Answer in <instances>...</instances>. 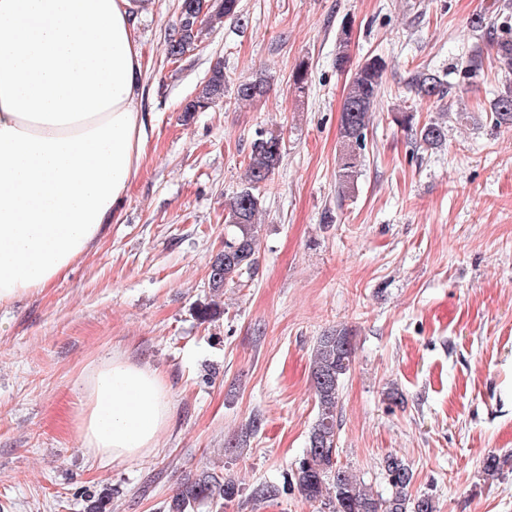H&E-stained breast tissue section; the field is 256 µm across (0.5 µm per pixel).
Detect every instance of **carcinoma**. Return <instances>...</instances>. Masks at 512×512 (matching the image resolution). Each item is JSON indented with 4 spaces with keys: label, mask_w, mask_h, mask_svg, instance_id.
<instances>
[{
    "label": "carcinoma",
    "mask_w": 512,
    "mask_h": 512,
    "mask_svg": "<svg viewBox=\"0 0 512 512\" xmlns=\"http://www.w3.org/2000/svg\"><path fill=\"white\" fill-rule=\"evenodd\" d=\"M240 0H180L179 15L165 41L168 59L178 61L197 47L203 29L216 20L238 19ZM349 25L341 27L336 37V67L343 70L350 62ZM496 59L512 71V39L497 38ZM386 72V61L379 55L366 57L351 73L344 92L340 114V149L336 156V182L339 198L353 196L364 161L366 136L376 100ZM292 92L302 96L308 90L307 68L301 63L292 72ZM227 89L224 63L218 61L195 96L182 108L186 115L205 112L224 99ZM271 89L269 78L260 72L235 86V99L257 104ZM410 92L422 99L444 100L453 86L445 76L429 71L415 72L409 81ZM490 120L501 127H512V88L500 92L489 108ZM419 142L431 148L443 145L447 126L429 120L417 127ZM285 151L282 133L260 130L251 144L241 185L224 206V251L211 265L210 290L224 295V288L237 283L245 273L256 269L257 227L262 215L261 188L279 167ZM311 379L317 416L308 435V447L290 474L288 483L296 486L308 502H319L328 512H436L429 495L412 496L414 472L401 458L390 454L383 460L389 492L373 494L366 483L339 461L337 447L340 386L349 373L354 354L352 337L344 329L332 330L318 338L313 349ZM239 494L231 477L205 467L188 476L177 487L168 512H198L204 507L221 506Z\"/></svg>",
    "instance_id": "cac0c4a2"
}]
</instances>
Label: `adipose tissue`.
<instances>
[{
  "mask_svg": "<svg viewBox=\"0 0 512 512\" xmlns=\"http://www.w3.org/2000/svg\"><path fill=\"white\" fill-rule=\"evenodd\" d=\"M147 0H0V304L51 287L98 242L144 162ZM158 373L121 356L87 377L77 435L146 457L168 427Z\"/></svg>",
  "mask_w": 512,
  "mask_h": 512,
  "instance_id": "adipose-tissue-1",
  "label": "adipose tissue"
}]
</instances>
